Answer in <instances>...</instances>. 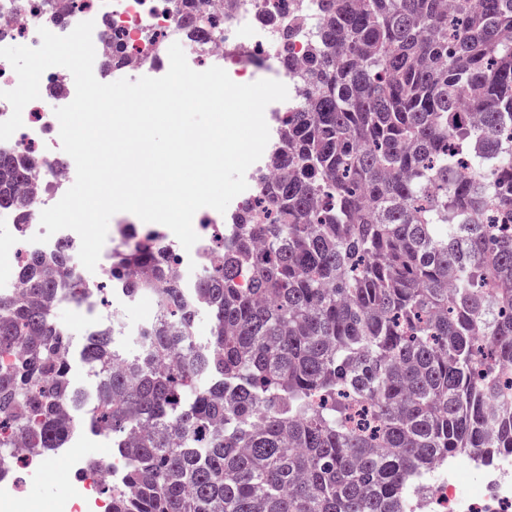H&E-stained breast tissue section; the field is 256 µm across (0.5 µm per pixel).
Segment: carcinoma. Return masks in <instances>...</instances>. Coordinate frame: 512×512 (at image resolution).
Here are the masks:
<instances>
[{
    "label": "carcinoma",
    "mask_w": 512,
    "mask_h": 512,
    "mask_svg": "<svg viewBox=\"0 0 512 512\" xmlns=\"http://www.w3.org/2000/svg\"><path fill=\"white\" fill-rule=\"evenodd\" d=\"M295 98L192 281L163 237L112 252L157 315L130 356L87 334L110 512H405L450 458L512 451V0H316ZM188 38L208 35L199 14ZM29 169L0 155V206ZM31 255L0 296V462L63 448L81 400L54 313L90 289ZM204 314L210 334L195 338Z\"/></svg>",
    "instance_id": "obj_1"
}]
</instances>
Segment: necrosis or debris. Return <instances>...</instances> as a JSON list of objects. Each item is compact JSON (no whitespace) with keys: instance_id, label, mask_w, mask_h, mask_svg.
<instances>
[{"instance_id":"obj_1","label":"necrosis or debris","mask_w":512,"mask_h":512,"mask_svg":"<svg viewBox=\"0 0 512 512\" xmlns=\"http://www.w3.org/2000/svg\"><path fill=\"white\" fill-rule=\"evenodd\" d=\"M200 11L219 19L212 38L201 39L198 49L210 65L225 69L231 79L245 81L248 74L239 65L238 53L251 55L267 64L284 84L292 76L280 64L281 31L265 23L267 14L304 15L315 23L313 12L304 11L300 0H235L232 11H225L223 0H0V47L24 37L28 46L41 43L39 28L65 35L83 21H93L95 47L93 72L103 83L122 73L133 78L160 77L172 43L185 40L181 15ZM123 40L130 51L119 63H111L114 39ZM73 83L65 68L46 70L38 105L25 106L23 125L0 149L27 163L32 173L34 206L27 219L16 211L0 207V224H22L25 248L30 253L48 254L62 242L79 247L80 238L71 230L55 233L48 242H33L40 233V214L57 203L68 189L70 158L60 145L59 122L54 114ZM61 463L65 473L80 480L67 500V512H102L107 502L101 487L115 480L122 466L117 459H91L70 445L44 452L31 448L15 455L12 466L0 468V505L12 512H26L27 500L21 494L18 472L33 482L43 478L48 460ZM423 512H512V454L492 457H465L449 460L429 484Z\"/></svg>"}]
</instances>
